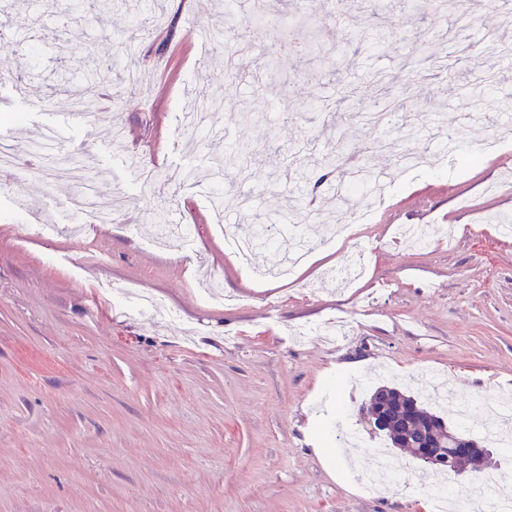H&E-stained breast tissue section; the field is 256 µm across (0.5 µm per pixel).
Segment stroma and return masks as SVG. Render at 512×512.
I'll return each instance as SVG.
<instances>
[{"instance_id": "stroma-1", "label": "stroma", "mask_w": 512, "mask_h": 512, "mask_svg": "<svg viewBox=\"0 0 512 512\" xmlns=\"http://www.w3.org/2000/svg\"><path fill=\"white\" fill-rule=\"evenodd\" d=\"M469 17L438 13L433 0L368 14L349 4L320 27L326 58L289 57L265 66L294 17L320 16L326 0H269L268 23L240 24L243 74L225 73L214 39L216 9L199 0H112L109 8L22 12L0 0V19L19 41L0 48V91L28 78L54 111L66 108L88 67L113 61L112 107L74 128L56 167L83 159L102 199H121L109 224L70 231L75 191L59 178L51 193L13 178L0 187V512H426L432 491L392 486L376 496L352 469L376 463L367 447L342 446L347 431L379 441L362 409L381 384L416 390L435 374L442 412L472 435L489 421L487 396L512 400V63L488 56L478 33L512 42L501 0H463ZM472 45L477 63L500 73L469 99L459 78L422 58L450 41ZM386 73L407 114L428 115L423 133L373 127L337 115L336 88L361 86V107L379 94L366 82ZM222 95L213 134L193 147L182 124L194 99ZM504 143L483 153L494 135ZM340 136L344 163L372 159L382 173L413 150L430 164L408 180L391 175L384 203L354 239L312 252L287 280L255 271L288 254L259 250L243 267L222 224L288 218L299 233L344 223L337 196L358 190L320 165ZM258 150L247 177L216 172L214 146ZM198 179L170 181L173 170ZM180 215L175 243L158 226ZM50 224L31 238L24 226ZM402 224L433 228L426 246L397 239ZM368 244L353 283L332 277L354 241ZM149 293L165 306L137 308ZM348 317L335 343L291 336L302 324Z\"/></svg>"}]
</instances>
